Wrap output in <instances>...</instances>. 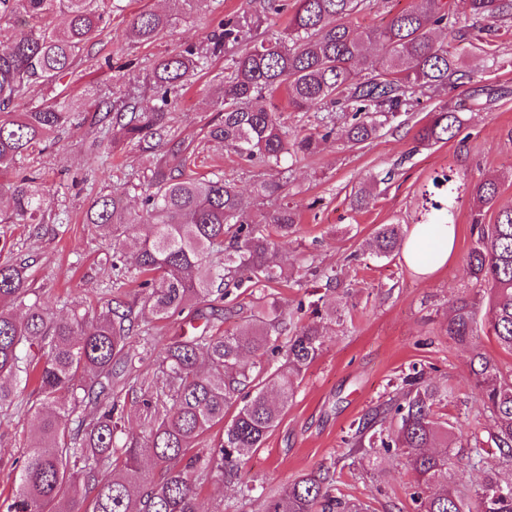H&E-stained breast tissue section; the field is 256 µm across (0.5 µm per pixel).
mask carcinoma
<instances>
[{
	"label": "carcinoma",
	"instance_id": "cac0c4a2",
	"mask_svg": "<svg viewBox=\"0 0 512 512\" xmlns=\"http://www.w3.org/2000/svg\"><path fill=\"white\" fill-rule=\"evenodd\" d=\"M365 0H296L279 38L262 42L230 58L220 105L224 118L210 126V139L224 143L242 159L261 162L271 170L286 157L316 148L314 135L291 134L271 99L282 91L288 107L325 111L321 124L330 135L338 121L346 124L348 140L357 145L372 139L413 101L417 88L438 92L466 78L456 44L464 40L448 0H412L382 27L362 28L357 16ZM477 23L476 40L490 52L498 22L512 19V0H467ZM112 12V0H0V18L14 21V36L0 49V175L34 152L72 119L54 104L23 112L15 103L37 86L53 89L74 67L83 48L94 39ZM177 15L143 11L129 24L130 36L152 43L171 28ZM250 34L246 17L219 23L212 47L194 45L156 61L152 88L160 105L149 112L132 110V98L103 101L102 121L144 154L163 151L147 169V190L141 198L128 191L97 197L87 210V223L107 241H117L127 224L140 217L151 233L133 243V258L124 248H112V287L121 288L143 276L141 296L108 301L95 323L83 328L75 312L57 319L32 298L22 261L0 262V408L14 403L15 386L35 377L38 397L28 412L37 434L28 445L18 476V490L6 512H200L198 489L206 481L234 484L250 497L257 490L245 482V457L262 447L278 425L296 391V382L323 349L322 320L342 321L347 304L324 311L319 302L299 301L297 312L308 319L286 334V314L279 301L256 298L245 327L221 331L222 316L213 303L240 288L288 280L272 238H288L299 228L298 210L279 207L260 219L255 202L234 182L222 177H198L189 172L195 149L167 138L169 108L188 85L192 73L210 55L227 52ZM385 49L379 60L364 47ZM463 126L460 112L433 113L418 129L423 144L446 143ZM371 177L351 196L354 211L373 203ZM442 199L423 193L419 224H451L453 210L442 204L458 193L453 175L433 179ZM285 182H259L258 197H278ZM500 181L487 176L467 187L471 224L477 239L467 255L472 279L490 293L488 312L479 315L480 299L461 296L452 301L448 336L470 351L474 397L490 414L487 443L512 466V373L503 372L476 340L479 332L494 336L512 352V207L497 211L495 223L482 222L495 206ZM4 222L42 224L45 192L34 176H16L7 188ZM272 225L274 231L267 230ZM407 229L402 224L379 225L370 242L376 258L400 254ZM188 313L196 322L167 343L147 342L137 353L131 336L146 319H169ZM203 324H197V321ZM252 363H241L243 354ZM281 359L273 372L265 363ZM140 393L149 434L145 443L117 447L124 422L120 400ZM441 390L424 372L412 368L401 378L400 395L358 426L349 437L350 452L378 457L397 449L416 475L411 494L417 512H512V479L496 470L485 472L474 493L450 484V466L460 473L479 464L485 448L455 454L450 461L453 425L436 417ZM230 420H225L231 407ZM222 436L206 456L190 451L214 427ZM149 452L158 477L146 474L141 457ZM333 475L320 468L305 474L271 499L267 512H365L362 504L332 494Z\"/></svg>",
	"mask_w": 512,
	"mask_h": 512
}]
</instances>
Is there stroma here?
<instances>
[{
  "instance_id": "1",
  "label": "stroma",
  "mask_w": 512,
  "mask_h": 512,
  "mask_svg": "<svg viewBox=\"0 0 512 512\" xmlns=\"http://www.w3.org/2000/svg\"><path fill=\"white\" fill-rule=\"evenodd\" d=\"M281 2L275 14L260 12L259 0H208L203 10L181 15L162 38L141 44L126 35L131 19L148 8H169L171 0H115L110 22L55 93L38 90L22 99L24 109L51 100L75 115L56 143L21 164L22 170L39 173L46 189L43 230L7 225L0 250V261L28 262L32 288L56 317L75 308L95 312L109 299L110 246L87 224L86 212L95 197L138 183L146 163L133 144L108 147L98 102L131 91L140 110H150L156 100L148 75L158 59L189 45L206 47L220 20L253 10L258 13L254 38H270L284 30L292 12L293 0ZM493 49L492 62L480 49L460 43L465 83L448 92L418 93L413 107L375 139L354 147L339 131L320 141L313 154L286 161V193L264 200L259 209L268 216L284 202L299 210L300 230L280 240L279 254L301 284L273 283L268 291L291 308L318 298L331 306L345 295L350 315L345 323L326 324L320 357L302 374L277 427L245 461V479L262 486V494L243 500L234 486L208 483L199 490L202 512H265L268 497L320 467L334 470L336 495L363 502L368 512H413L415 476L401 459L360 464L344 439L351 424L371 419L414 366L451 391L435 412L453 423L459 439L485 438L489 414L472 396L469 352L448 336L451 300L476 289L466 265L476 240L468 194L454 204L452 254L435 272L420 273L400 255L375 258L365 248L379 225L415 226L423 186L447 170L461 185L497 176L499 202L512 206V22L505 23ZM226 67L225 57H215L191 76L171 107V131L198 148L199 174L223 175L248 194L266 171L204 139L207 125L220 118L216 101ZM444 108L463 112L460 133L445 144H418L416 130ZM372 175L387 181L378 185L369 209L352 210L351 195ZM329 270L338 274L340 289L327 288L323 274ZM33 433L25 410H0V502L16 491L19 462Z\"/></svg>"
}]
</instances>
